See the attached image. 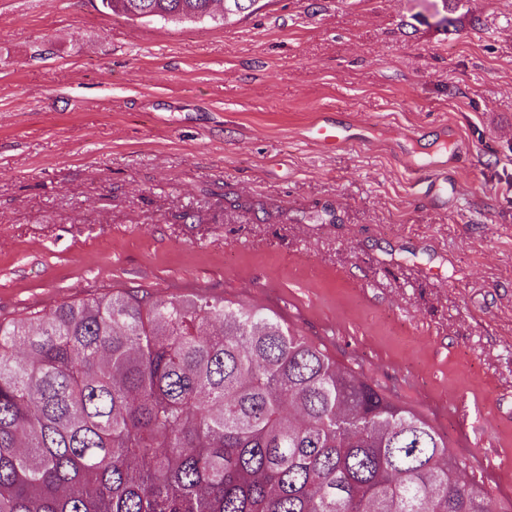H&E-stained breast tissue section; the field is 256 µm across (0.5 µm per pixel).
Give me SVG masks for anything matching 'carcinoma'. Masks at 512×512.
Here are the masks:
<instances>
[{"mask_svg":"<svg viewBox=\"0 0 512 512\" xmlns=\"http://www.w3.org/2000/svg\"><path fill=\"white\" fill-rule=\"evenodd\" d=\"M210 2L101 0L178 21ZM462 465L268 308L129 288L0 318V512H512Z\"/></svg>","mask_w":512,"mask_h":512,"instance_id":"1","label":"carcinoma"}]
</instances>
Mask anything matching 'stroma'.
Returning a JSON list of instances; mask_svg holds the SVG:
<instances>
[{"label":"stroma","instance_id":"35a3bbf8","mask_svg":"<svg viewBox=\"0 0 512 512\" xmlns=\"http://www.w3.org/2000/svg\"><path fill=\"white\" fill-rule=\"evenodd\" d=\"M139 285L278 312L512 498V0H0V316ZM103 8L129 20L205 21L215 17L212 0H101ZM311 131L314 138L325 146L338 147L347 143L350 139L346 128L325 121L313 125Z\"/></svg>","mask_w":512,"mask_h":512}]
</instances>
